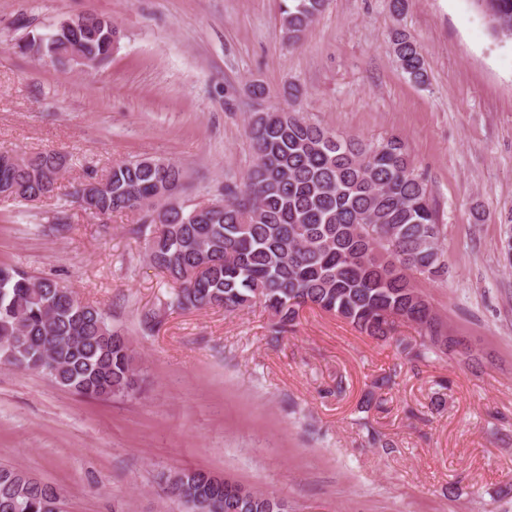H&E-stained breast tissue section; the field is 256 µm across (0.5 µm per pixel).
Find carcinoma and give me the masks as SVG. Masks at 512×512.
I'll return each instance as SVG.
<instances>
[{
	"instance_id": "cac0c4a2",
	"label": "carcinoma",
	"mask_w": 512,
	"mask_h": 512,
	"mask_svg": "<svg viewBox=\"0 0 512 512\" xmlns=\"http://www.w3.org/2000/svg\"><path fill=\"white\" fill-rule=\"evenodd\" d=\"M492 34L512 37V0H472ZM326 0H282L284 39L299 43ZM40 37L54 58L78 50L96 63L109 59L112 18L79 17ZM393 51L403 72L427 82L423 50L398 33ZM246 134L254 162L241 180H227L218 210L184 205L159 190L179 191L183 169L152 157L112 165L92 199L68 193L95 218L140 215L150 264L172 284L171 308L220 307L229 312L262 304L276 334L288 332L305 306L334 313L366 335L391 341L396 320L416 324L423 350L446 355L458 341L416 276L448 274L437 212L425 177L399 136L378 144L344 138L288 107L252 112ZM65 156L0 151V194L18 203L57 196ZM0 362L33 370L77 394L107 400L132 396L139 380L125 332L97 305L65 284L0 264ZM166 496L185 512H291L288 500L235 482L216 487L211 474L181 469L166 475ZM63 490L26 471L0 466V512H62Z\"/></svg>"
}]
</instances>
